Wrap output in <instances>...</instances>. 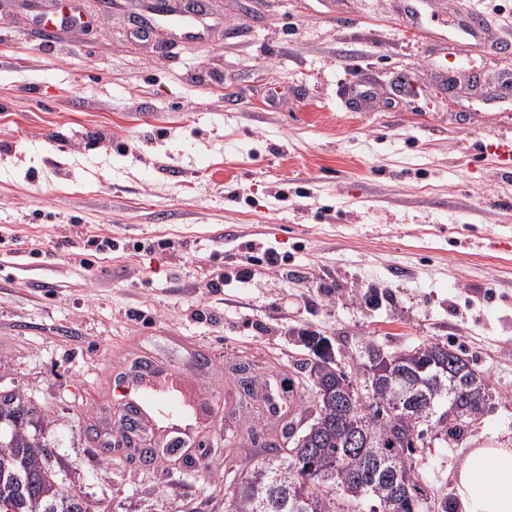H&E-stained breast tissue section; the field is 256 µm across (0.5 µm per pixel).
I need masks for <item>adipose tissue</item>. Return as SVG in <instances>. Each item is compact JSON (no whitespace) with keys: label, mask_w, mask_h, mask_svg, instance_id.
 I'll return each mask as SVG.
<instances>
[{"label":"adipose tissue","mask_w":512,"mask_h":512,"mask_svg":"<svg viewBox=\"0 0 512 512\" xmlns=\"http://www.w3.org/2000/svg\"><path fill=\"white\" fill-rule=\"evenodd\" d=\"M459 512H512V448H474L455 469Z\"/></svg>","instance_id":"adipose-tissue-1"}]
</instances>
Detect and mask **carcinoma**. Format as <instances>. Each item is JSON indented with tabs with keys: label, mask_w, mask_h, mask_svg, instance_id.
I'll use <instances>...</instances> for the list:
<instances>
[{
	"label": "carcinoma",
	"mask_w": 512,
	"mask_h": 512,
	"mask_svg": "<svg viewBox=\"0 0 512 512\" xmlns=\"http://www.w3.org/2000/svg\"><path fill=\"white\" fill-rule=\"evenodd\" d=\"M324 337L301 333L316 361L308 380L319 392L314 420L294 455L268 453L224 492V512H453L423 485L410 462L432 424L446 437L480 418L492 401L488 384L448 393L447 369L462 350L430 342L389 354L374 342L352 374L341 373ZM383 372L373 392L360 389L366 366ZM403 379L389 381L386 373ZM52 420L16 390L0 391V512H96L58 481L54 449L42 441Z\"/></svg>",
	"instance_id": "obj_1"
}]
</instances>
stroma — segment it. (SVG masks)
Listing matches in <instances>:
<instances>
[{
    "mask_svg": "<svg viewBox=\"0 0 512 512\" xmlns=\"http://www.w3.org/2000/svg\"><path fill=\"white\" fill-rule=\"evenodd\" d=\"M208 0L190 32L146 0H81L45 30L0 0V389L52 420L67 486L108 512H224V451L264 455L280 414L253 415L233 365L297 398L329 337L351 368L465 350L495 397L412 459L441 494L474 448H512V0ZM370 91L360 100L359 91ZM224 287H217V280ZM184 372L210 432L152 462L102 455L118 383Z\"/></svg>",
    "mask_w": 512,
    "mask_h": 512,
    "instance_id": "stroma-1",
    "label": "stroma"
}]
</instances>
